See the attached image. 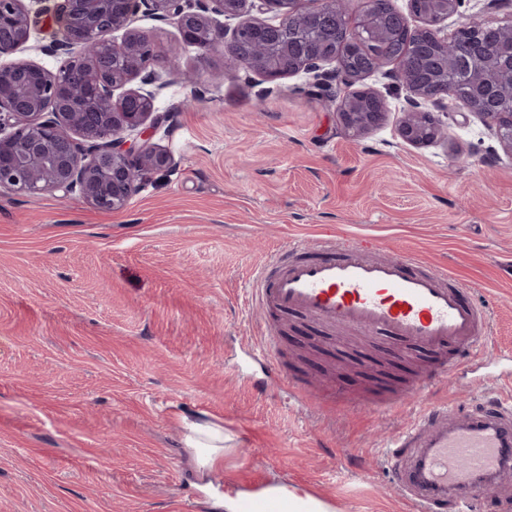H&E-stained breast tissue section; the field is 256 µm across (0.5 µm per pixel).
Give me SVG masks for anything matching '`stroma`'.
Segmentation results:
<instances>
[{
	"instance_id": "35a3bbf8",
	"label": "stroma",
	"mask_w": 512,
	"mask_h": 512,
	"mask_svg": "<svg viewBox=\"0 0 512 512\" xmlns=\"http://www.w3.org/2000/svg\"><path fill=\"white\" fill-rule=\"evenodd\" d=\"M512 21V0H464L460 19ZM177 70L154 102L153 144L172 159L128 205L104 212L60 192L0 190V512H220L272 483L332 512H409L384 450L428 405L476 410L512 391V153L462 102L426 147L400 139L394 64L365 84L382 126L342 131L341 79L272 83L224 49L185 44L175 19L139 13ZM370 237L469 283L491 310L490 345L466 371L384 411L351 406L404 389L425 351L260 310L254 270L289 242ZM289 378L323 385L310 405L269 374L266 322ZM223 423L206 475L182 417Z\"/></svg>"
}]
</instances>
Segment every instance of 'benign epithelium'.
Masks as SVG:
<instances>
[{
    "label": "benign epithelium",
    "instance_id": "1",
    "mask_svg": "<svg viewBox=\"0 0 512 512\" xmlns=\"http://www.w3.org/2000/svg\"><path fill=\"white\" fill-rule=\"evenodd\" d=\"M436 8L398 10L393 18L408 35L423 32L441 51L434 54L426 73H417L402 62L392 77L409 91L407 109L398 124L406 143L424 147L443 136L437 112H424L431 102L442 106L447 98H459L450 87L437 92L455 71L476 78L475 100L467 109L481 117L499 143L512 153V69L487 75L488 64L475 50L454 52L459 40L475 45L504 32L512 35V23L494 25L476 17L460 22L446 35L441 24L458 13L461 0H426ZM331 0H123L120 11L112 0H57L53 8L55 29L49 49L63 57L51 71L11 56L30 39L31 18L26 0H0V188L37 195L60 191L94 208L115 212L123 209L146 176L167 168L171 157L144 137L154 94L125 89L140 79L144 85L157 80L151 67L169 62L164 47L134 22L142 9L177 20L182 40L208 53L225 47L234 63L255 72L265 81L298 73L316 81L339 75L353 87L387 62L368 64L370 51L360 43L361 32L376 40L391 36L392 26L366 10L354 20L336 17L362 50L361 64L348 66L343 52L320 50L315 55L284 43L275 52L244 55L238 41L245 32L257 36L287 26L297 16L320 15ZM236 20L226 27L216 20ZM122 32L120 39L112 34ZM384 103L383 95L365 87L346 94L337 105L344 133L358 138L377 129L385 112H364L366 101Z\"/></svg>",
    "mask_w": 512,
    "mask_h": 512
}]
</instances>
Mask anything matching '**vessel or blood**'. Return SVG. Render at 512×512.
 Here are the masks:
<instances>
[{"mask_svg":"<svg viewBox=\"0 0 512 512\" xmlns=\"http://www.w3.org/2000/svg\"><path fill=\"white\" fill-rule=\"evenodd\" d=\"M374 240L296 241L271 254L258 269L253 291L270 312H297L370 335L398 339L406 353L427 349L436 363L416 374L410 391L423 392L462 356L489 338L484 307L464 303V282L447 270L423 267L411 253L380 258ZM392 466L411 458L398 488L415 512H433L454 499L456 512H474L502 467L512 461V401L489 395L470 414L448 405L425 409L392 439Z\"/></svg>","mask_w":512,"mask_h":512,"instance_id":"b4317fda","label":"vessel or blood"}]
</instances>
